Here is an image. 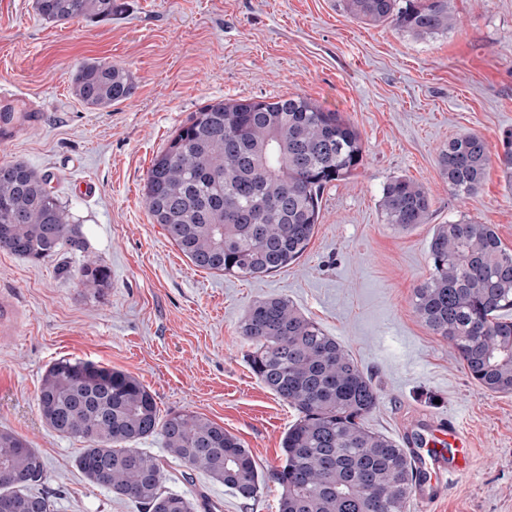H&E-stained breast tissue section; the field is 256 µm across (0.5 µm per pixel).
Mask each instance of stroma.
Segmentation results:
<instances>
[{
    "mask_svg": "<svg viewBox=\"0 0 512 512\" xmlns=\"http://www.w3.org/2000/svg\"><path fill=\"white\" fill-rule=\"evenodd\" d=\"M111 21L42 19L35 0H0V86L42 103L40 126L0 146L51 175L84 251L30 262L0 250V293L14 302L0 337V428L37 448L53 512H141L90 484L77 467L85 443L48 431L36 405L60 358L130 373L160 412H198L238 437L260 470L277 466L297 412L251 372L239 323L256 301L283 297L349 351L380 392L365 419L400 439L423 414L450 417L472 443V463L444 496L407 512H512V393H491L463 369L447 340L413 310L430 274L434 225H492L512 249V187L490 163L478 192L448 189L440 151L461 134L491 152L512 129V0H449L457 22L420 38L350 16L344 0H121ZM85 61L124 66L133 96L105 110L72 93ZM305 95L341 112L361 133V166L328 185L303 256L272 274L242 278L196 268L146 211L155 157L192 112L214 98ZM406 176L431 201L428 223L386 224L384 184ZM96 186L92 195L79 182ZM110 270L103 295L77 285L86 257ZM166 465L167 490L198 489L221 512H277L278 489L244 501L221 485Z\"/></svg>",
    "mask_w": 512,
    "mask_h": 512,
    "instance_id": "obj_1",
    "label": "stroma"
}]
</instances>
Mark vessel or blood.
I'll return each instance as SVG.
<instances>
[{"label": "vessel or blood", "instance_id": "vessel-or-blood-1", "mask_svg": "<svg viewBox=\"0 0 512 512\" xmlns=\"http://www.w3.org/2000/svg\"><path fill=\"white\" fill-rule=\"evenodd\" d=\"M405 445L422 474L414 490L419 502H436L448 480L467 468L468 441L454 420L423 418L408 435Z\"/></svg>", "mask_w": 512, "mask_h": 512}]
</instances>
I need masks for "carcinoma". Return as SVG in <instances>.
<instances>
[{
    "mask_svg": "<svg viewBox=\"0 0 512 512\" xmlns=\"http://www.w3.org/2000/svg\"><path fill=\"white\" fill-rule=\"evenodd\" d=\"M355 19L425 37L448 31V0H344ZM52 22L83 17L110 21L118 0H36ZM131 73L99 61L79 65L72 92L105 109L135 93ZM491 155L475 134L448 140L440 164L455 195L478 191L491 158L512 181V130ZM363 161L360 132L340 113L294 95L273 100L214 99L192 113L154 159L143 203L201 269L259 277L296 261L318 224L322 194ZM51 176L23 162L0 164V249L37 262L82 247L69 209L47 191ZM380 207L388 224H426L427 189L408 177L389 180ZM429 278L414 291V311L448 340L470 378L493 393L512 392V250L489 224H438L429 241ZM77 284L102 293L109 272L96 259ZM240 335L251 372L298 417L283 441L281 465L259 471L250 450L224 427L189 410L160 417L152 392L134 376L89 360L58 359L36 395L45 426L89 442L77 460L86 480L127 497L143 512H197L164 486L166 458L182 463L194 484L203 472L244 500L262 486L279 488L278 512H405L419 478L404 448L364 425L378 405L373 380L345 347L286 298L255 302ZM155 434L167 457L135 447ZM46 466L29 442L0 429V512H53L44 490Z\"/></svg>",
    "mask_w": 512,
    "mask_h": 512,
    "instance_id": "1",
    "label": "carcinoma"
}]
</instances>
